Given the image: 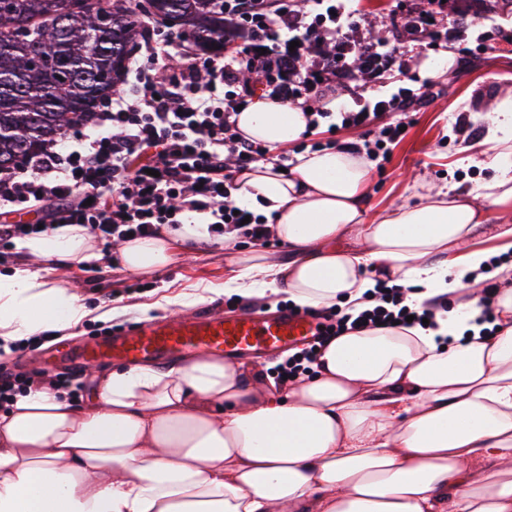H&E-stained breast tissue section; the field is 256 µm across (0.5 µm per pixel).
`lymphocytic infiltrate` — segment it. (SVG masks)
Here are the masks:
<instances>
[{
  "label": "lymphocytic infiltrate",
  "instance_id": "f902f5d3",
  "mask_svg": "<svg viewBox=\"0 0 512 512\" xmlns=\"http://www.w3.org/2000/svg\"><path fill=\"white\" fill-rule=\"evenodd\" d=\"M307 3L326 21L321 40L333 53L325 69L271 45L285 32L299 42L309 37L295 0H224L225 14L252 33L249 44L229 54L203 57L186 40L144 43L130 63L132 82L98 112L64 129L52 145L0 174V240L34 234L42 226L80 224L95 237L120 242L156 235L182 212L200 211L214 218L216 233L241 228L266 241V226L243 222L228 198L237 172L284 159L242 137L239 107L257 85L290 105L324 97L349 70L356 50L346 37L352 18L324 13L325 0ZM281 58L291 63L283 77L275 67ZM244 70L252 83L241 82ZM31 212L41 213L39 224L16 221V214ZM436 312L433 305L411 311L399 289H379L373 306L355 319H328L312 345L279 365L278 376L287 381L306 371L317 349L347 329L389 327L410 316L419 322Z\"/></svg>",
  "mask_w": 512,
  "mask_h": 512
}]
</instances>
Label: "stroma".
Instances as JSON below:
<instances>
[{
    "label": "stroma",
    "mask_w": 512,
    "mask_h": 512,
    "mask_svg": "<svg viewBox=\"0 0 512 512\" xmlns=\"http://www.w3.org/2000/svg\"><path fill=\"white\" fill-rule=\"evenodd\" d=\"M417 3L353 0L351 4L363 16L373 10L379 12L371 48L379 53L393 51L394 56L375 74L348 73L341 111L356 112L394 97L409 95L414 99L412 112L403 118L407 125L404 138L376 149L367 196L373 213L418 201L427 189L447 182L466 186L485 179L487 173L482 168L472 165L464 169L457 160L465 145L483 138L487 103L493 96L512 91V15L505 8L496 0H487L473 10L455 6L415 28L408 17ZM443 50L455 56L448 73L432 81L419 80L417 70L422 61ZM396 118V113H383L369 128L335 126L324 119L297 147H283L279 153L288 158L294 151L309 148H347L364 153L375 148L377 132ZM250 244V238L242 235L231 250L220 244L200 249L191 246L181 260L158 273L133 274L107 262L76 265L61 274V281L78 285L85 303L111 311V320L88 319L68 335L34 338L17 358L0 362L19 365L26 372L43 371L46 349L90 345L119 335L128 326L164 316L160 305L163 297L197 288L218 289V296L205 302L206 308L217 312L289 308V301L281 295L250 300L221 294L233 250L249 248Z\"/></svg>",
    "instance_id": "1"
}]
</instances>
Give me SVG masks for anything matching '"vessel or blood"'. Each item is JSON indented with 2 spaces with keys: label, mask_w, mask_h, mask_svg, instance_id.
Instances as JSON below:
<instances>
[{
  "label": "vessel or blood",
  "mask_w": 512,
  "mask_h": 512,
  "mask_svg": "<svg viewBox=\"0 0 512 512\" xmlns=\"http://www.w3.org/2000/svg\"><path fill=\"white\" fill-rule=\"evenodd\" d=\"M317 332L318 321L308 313L281 310L268 316H224L203 311L182 319L167 317L131 328L114 339L70 348L63 359L76 370L113 359L128 365L164 364L185 353L238 359L303 344Z\"/></svg>",
  "instance_id": "vessel-or-blood-1"
}]
</instances>
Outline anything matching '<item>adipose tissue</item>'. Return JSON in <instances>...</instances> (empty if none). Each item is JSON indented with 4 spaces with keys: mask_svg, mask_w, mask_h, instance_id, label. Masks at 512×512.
Returning a JSON list of instances; mask_svg holds the SVG:
<instances>
[{
    "mask_svg": "<svg viewBox=\"0 0 512 512\" xmlns=\"http://www.w3.org/2000/svg\"><path fill=\"white\" fill-rule=\"evenodd\" d=\"M463 160L489 171L370 215L371 165L346 149L305 150L288 172L256 163L232 199L288 247L232 257L225 294L285 295L355 313L384 283L408 305L448 300L431 326L333 338L310 376L280 390L214 355L110 372L82 406L40 386L0 413V512H512V276L487 290L491 254L512 252V93L487 106ZM310 113L273 98L242 110L246 139L291 146ZM216 236L185 212L112 260L156 272ZM0 274V352L66 334L92 314L54 270L97 261L86 228L19 240ZM492 306L493 324L481 322Z\"/></svg>",
    "mask_w": 512,
    "mask_h": 512,
    "instance_id": "adipose-tissue-1",
    "label": "adipose tissue"
}]
</instances>
